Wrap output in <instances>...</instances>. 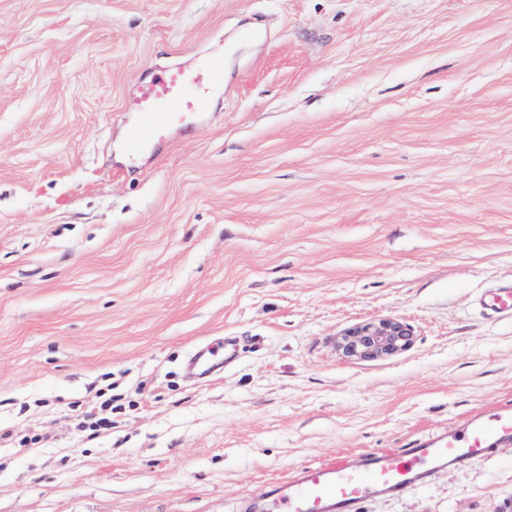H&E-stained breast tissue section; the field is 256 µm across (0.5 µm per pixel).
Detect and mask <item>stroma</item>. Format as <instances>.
<instances>
[{"label":"stroma","instance_id":"obj_1","mask_svg":"<svg viewBox=\"0 0 512 512\" xmlns=\"http://www.w3.org/2000/svg\"><path fill=\"white\" fill-rule=\"evenodd\" d=\"M210 57L205 120L118 152L136 82ZM502 286L512 0H0V512H235L462 430L512 405ZM382 318L408 350H337ZM357 512H512V444ZM484 308L501 317H512V288H496L482 295ZM235 355V346L227 340L224 344H208L195 350L188 362L189 372L197 378H206L224 367V363Z\"/></svg>","mask_w":512,"mask_h":512}]
</instances>
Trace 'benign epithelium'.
<instances>
[{
  "mask_svg": "<svg viewBox=\"0 0 512 512\" xmlns=\"http://www.w3.org/2000/svg\"><path fill=\"white\" fill-rule=\"evenodd\" d=\"M412 344L410 328L396 319H379L345 330L336 341L346 357L373 360L396 355Z\"/></svg>",
  "mask_w": 512,
  "mask_h": 512,
  "instance_id": "7a95c632",
  "label": "benign epithelium"
}]
</instances>
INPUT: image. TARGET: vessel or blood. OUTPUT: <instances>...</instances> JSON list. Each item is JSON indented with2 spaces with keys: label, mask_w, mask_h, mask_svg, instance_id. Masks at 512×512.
Wrapping results in <instances>:
<instances>
[{
  "label": "vessel or blood",
  "mask_w": 512,
  "mask_h": 512,
  "mask_svg": "<svg viewBox=\"0 0 512 512\" xmlns=\"http://www.w3.org/2000/svg\"><path fill=\"white\" fill-rule=\"evenodd\" d=\"M224 62L200 61L194 68H171L137 84L128 107L136 115L126 149L140 157L175 134L201 122L209 89L221 82ZM484 308L512 317V288H496L481 298ZM235 355L232 341L197 348L188 370L210 376ZM512 442V407L490 417H474L463 430L424 436L400 450L372 451L360 466L341 461L309 465L288 478L266 483L243 500L237 512H351L372 495L396 493L420 484L432 471L457 461H479L497 446Z\"/></svg>",
  "instance_id": "b4317fda"
}]
</instances>
